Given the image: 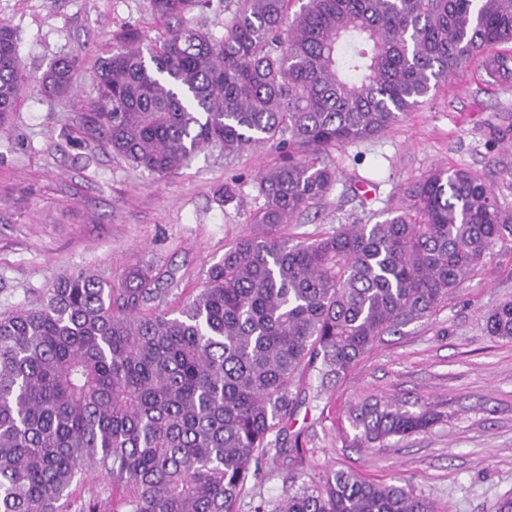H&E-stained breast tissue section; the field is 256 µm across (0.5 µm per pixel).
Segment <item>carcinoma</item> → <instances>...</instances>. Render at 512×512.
Wrapping results in <instances>:
<instances>
[{
    "mask_svg": "<svg viewBox=\"0 0 512 512\" xmlns=\"http://www.w3.org/2000/svg\"><path fill=\"white\" fill-rule=\"evenodd\" d=\"M224 0L220 36L184 18L210 0H148L176 20L156 38L128 26L99 66L89 122L159 177L204 148L224 157L270 144L282 161L256 178L253 230L172 311L132 267L117 288L92 272L0 314V512H71L86 468L124 490L121 512H236L248 479L282 451L300 382L339 381L381 336L448 304L512 215L466 169L432 170L375 224L313 239L281 233L336 184L331 147L367 140L475 58L512 44V0ZM76 61L30 85L67 101ZM16 31L0 23V123L21 90ZM512 340V300L484 317ZM359 448L427 430V408L349 405ZM254 512H435L407 485L341 470L288 476Z\"/></svg>",
    "mask_w": 512,
    "mask_h": 512,
    "instance_id": "cac0c4a2",
    "label": "carcinoma"
}]
</instances>
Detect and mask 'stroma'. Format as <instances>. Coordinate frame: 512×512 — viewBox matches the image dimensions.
Masks as SVG:
<instances>
[{
  "instance_id": "obj_1",
  "label": "stroma",
  "mask_w": 512,
  "mask_h": 512,
  "mask_svg": "<svg viewBox=\"0 0 512 512\" xmlns=\"http://www.w3.org/2000/svg\"><path fill=\"white\" fill-rule=\"evenodd\" d=\"M0 21L18 36L24 73L76 58L75 94L62 102L22 93L0 128V313L34 304L57 278L94 271L117 282L132 266L169 280L159 308L201 288L207 269L252 230L262 205L256 176L280 160L259 146L227 160L208 148L161 179L112 154L85 127L98 68L113 32L155 36L164 24L146 0H0ZM479 59L440 82L421 106L374 138L329 150L338 181L284 232L313 237L339 224L382 220L393 196L435 168L479 174L512 212V68L497 78ZM237 180L231 204L216 195ZM512 299V242L496 243L446 306L382 340L337 385L304 381L285 425V450L249 483L238 512L286 487L289 472L345 470L408 484L439 512H490L512 496V341L487 335L485 313ZM379 396L440 421L385 448H354L338 433L345 408Z\"/></svg>"
}]
</instances>
